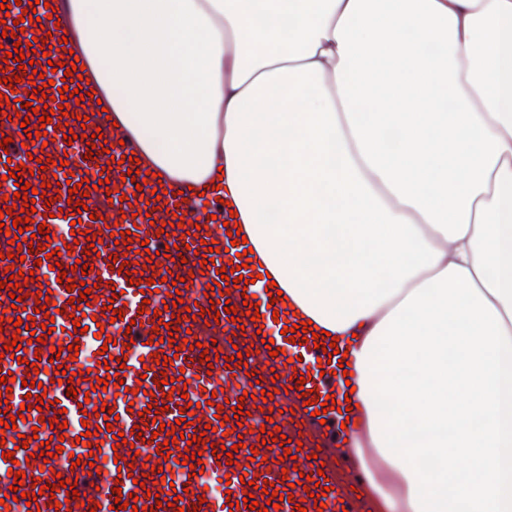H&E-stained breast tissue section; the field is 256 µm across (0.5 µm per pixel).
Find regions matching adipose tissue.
Wrapping results in <instances>:
<instances>
[{"label":"adipose tissue","instance_id":"adipose-tissue-1","mask_svg":"<svg viewBox=\"0 0 512 512\" xmlns=\"http://www.w3.org/2000/svg\"><path fill=\"white\" fill-rule=\"evenodd\" d=\"M111 121L351 353L375 512H512V0H62Z\"/></svg>","mask_w":512,"mask_h":512}]
</instances>
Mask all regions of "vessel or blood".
I'll use <instances>...</instances> for the list:
<instances>
[{"label": "vessel or blood", "instance_id": "1", "mask_svg": "<svg viewBox=\"0 0 512 512\" xmlns=\"http://www.w3.org/2000/svg\"><path fill=\"white\" fill-rule=\"evenodd\" d=\"M37 19L25 22L20 37L0 38V79L11 77L15 59L10 51L22 52L32 61L39 73L51 76L52 86L44 92H33L24 84H14V102L0 106V139H9L7 150H0V177L7 186L17 180L29 181L33 187L50 183L52 201L37 198L31 215V227L26 231L13 228L12 222L20 216L16 197L0 202V222L10 226V233H0V273L8 271L28 273L21 309H13L8 294L0 291V307L7 318L0 322V348L20 336L22 344L12 355L0 359V377L12 375L13 382L0 384V419L15 420V428L5 430V452L0 455V499L10 505V512H113L116 496H137V505L151 512H229L231 504H238V512H250L244 501V481L256 486L255 499L259 508H266L268 494L263 483H271L282 497L280 512H296L297 507L307 512H367L368 505L359 498L358 488L342 483L341 470L335 457L324 460L313 457L311 432L322 429L333 447H343L348 430L342 429L336 416L335 404L329 395L338 389V363L325 365L323 372H312L308 362L323 357L322 349L313 340L295 333L293 341L281 342V355H270L265 343L255 334L259 325L272 321L280 326L291 325L287 302L260 306L259 320H252L244 306V280L253 281L256 288H265L255 268H243L241 282L222 279L219 271L228 264H239L244 244H232L228 235L217 238L218 253L205 251L202 241L213 215L220 212L221 191L208 194L209 207L204 211L189 212L177 196L154 197L137 191V182L143 174H132V148L113 144L110 152L94 151L92 158L71 164L75 148L81 140H67L70 129L79 126V116H86L85 134H95L105 120L99 107L84 108L71 105L67 116L57 115V81L63 71L57 70L59 56H47L49 45L61 44L65 29L54 20L57 6L37 4ZM47 124H40V117ZM45 129L46 137H37V129ZM51 159L52 164L41 167L40 162ZM20 171V178H12V171ZM109 179L112 195L127 196L132 217L113 223L107 210L96 204L87 211L78 212L70 203V184H80L82 191L93 192L102 179ZM80 213L81 223L72 225L78 238L72 247H64L56 238L31 235L39 224L54 226L65 216ZM169 226L170 234H157L159 225ZM129 232L131 244H119L115 235ZM96 234L98 256L91 271H75L78 260L84 259L88 234ZM17 244H10V237ZM48 242L58 259L44 258L42 251L29 250L30 242ZM186 252L188 263H180L179 252ZM126 257L125 272L109 267L111 258ZM69 272L75 281L74 290L59 283V271ZM47 292L50 298L44 308H37V292ZM80 298L79 308H72L70 298ZM235 307V314H227L225 305ZM121 310V319H113V310ZM53 317L55 328L68 332L67 341L79 347L102 346L103 335H111L108 365L94 364L84 369L71 351H62L59 360H52L48 346L52 336L42 325L46 317ZM34 318L36 331L17 330L14 318ZM84 326L83 334H76V326ZM223 333L221 342H211L210 330ZM44 339L42 348L30 344L31 336ZM135 346L137 357H129L128 346ZM214 356L213 365L200 361L201 351ZM166 364H159V357ZM75 372L74 387L61 381L63 369ZM170 377V384H159L160 375ZM35 388H28V381ZM273 381L276 392L270 402L259 395L264 381ZM304 382L309 396H302L297 382ZM124 385L123 395L111 393L112 386ZM42 398L40 409L22 412L26 396ZM325 405L324 417L312 414L313 406ZM242 406L243 415L233 413L234 406ZM113 409L117 419L106 424L100 417L101 408ZM194 413L196 421L180 423L181 414ZM63 416L65 429L51 427L49 420ZM178 427L182 440L172 445L170 456L152 454L145 457L141 448L162 446L166 439L160 426ZM281 430L286 438L301 443L296 457H288L280 444L265 445L267 432ZM62 447L60 457L43 460V444ZM233 449L231 463L218 462L213 446ZM102 448L116 449L122 475L118 482L100 480L90 470L89 451ZM200 453L201 467L210 478H229L232 490L230 500L203 496L197 478L191 477L189 466L183 465L185 450ZM79 456L80 463L67 470L73 479L70 487L58 484V463ZM171 466L178 477L172 484H161L159 469ZM24 471L21 490L32 493L34 486L44 488L34 504L24 499L14 500L13 479L9 468ZM325 475L327 487L303 489L301 476L317 478ZM56 486V493H47V486ZM98 503V510H90V503Z\"/></svg>", "mask_w": 512, "mask_h": 512}]
</instances>
